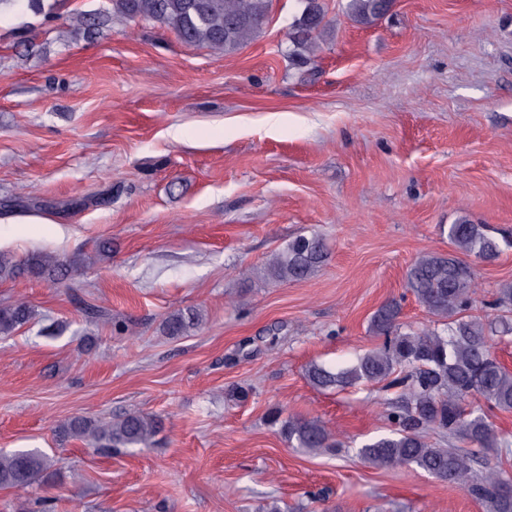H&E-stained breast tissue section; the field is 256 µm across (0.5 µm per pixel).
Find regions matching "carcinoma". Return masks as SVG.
Instances as JSON below:
<instances>
[{"mask_svg":"<svg viewBox=\"0 0 512 512\" xmlns=\"http://www.w3.org/2000/svg\"><path fill=\"white\" fill-rule=\"evenodd\" d=\"M45 0H0L19 13L51 17ZM104 13L75 19L77 29L98 35L116 15L132 22H152L174 32L188 45H202L233 53L255 38L266 23L271 0H108ZM302 9L288 33L286 54L299 69L315 63L318 38L328 26L325 0H298ZM393 0H347L346 12L358 25L370 26L391 9ZM448 253H426L407 269L406 289L443 328L403 329L401 300L383 303L370 321L382 343L358 356L348 366L311 362L305 368L308 383L319 390L344 389L361 383L383 384L392 397L385 402L389 433L368 440L359 448L361 460L373 467L396 469L415 466L441 481H448L485 503L488 512H512V477L499 466L476 468L475 454L442 448L427 442L432 430L448 442L468 443L487 454H499L512 442L498 433L490 413L512 412V371L491 351L494 339L512 335L506 315L473 316L479 303L478 273L472 262L493 261L512 249V236L497 237L484 224L466 216L447 228ZM328 259L325 240L299 235L267 263L266 275L278 282L301 281L313 276ZM0 275L27 276L71 291L80 286L81 266L74 260L38 253L20 263L0 257ZM512 306V282L498 288L484 307ZM33 311L25 302L0 306V335L10 336L26 325ZM198 309L177 310L162 322L171 338L186 335L200 324ZM269 423L289 447L304 453L337 448L340 442L318 418L286 415L276 409ZM162 420L144 412L128 413L102 422L75 416L60 426L65 438L80 439L91 448L129 451L150 448L162 431ZM63 462L37 448L0 451V488H25L60 477Z\"/></svg>","mask_w":512,"mask_h":512,"instance_id":"obj_1","label":"carcinoma"}]
</instances>
